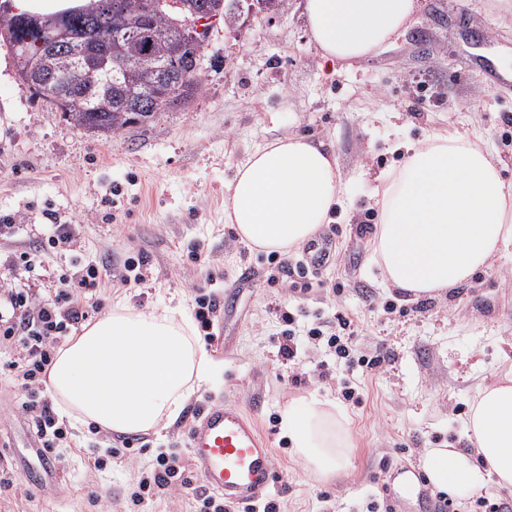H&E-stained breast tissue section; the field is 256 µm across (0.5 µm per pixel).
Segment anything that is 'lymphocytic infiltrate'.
Returning <instances> with one entry per match:
<instances>
[{
    "instance_id": "1",
    "label": "lymphocytic infiltrate",
    "mask_w": 512,
    "mask_h": 512,
    "mask_svg": "<svg viewBox=\"0 0 512 512\" xmlns=\"http://www.w3.org/2000/svg\"><path fill=\"white\" fill-rule=\"evenodd\" d=\"M99 276V268L93 265L79 274H61L54 296L47 299L12 283L0 282V345L14 354L9 368L16 385L26 396L22 409L30 417L41 447L52 455L69 444L70 430L55 414L44 383L61 338L97 310V303L89 301L87 293L96 287ZM308 318L306 337L309 342H325L337 357H349L351 341L345 332L352 322L346 315L337 314L335 325L339 330L335 333L320 313H309ZM185 470L180 449L160 451L151 467L140 476L133 493L136 502L144 503L155 496L157 490L175 482L191 488L192 482Z\"/></svg>"
}]
</instances>
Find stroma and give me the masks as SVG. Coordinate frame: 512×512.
<instances>
[{"label":"stroma","instance_id":"obj_1","mask_svg":"<svg viewBox=\"0 0 512 512\" xmlns=\"http://www.w3.org/2000/svg\"><path fill=\"white\" fill-rule=\"evenodd\" d=\"M202 90L152 122L101 136L77 130L16 74L0 42V279L37 297L78 261L102 268L94 294L100 313L116 301L162 312L214 293L220 307L204 347L218 364L214 380L172 426L139 435L143 452L95 469L96 448L121 447L119 434L70 422L58 482L39 487L21 474L37 465L32 423L6 358L0 357V512H194L179 484L134 505L133 484L154 449H188L195 410L239 406L273 450L272 498L283 512H366L383 501L385 468L420 464L426 449L472 452L465 420L478 388L512 369V251L494 258L470 284L444 297L410 299L382 279L371 236L357 224L376 212L380 173L396 167L397 141L432 132L479 137L512 182V0H420L408 30L352 69L322 67L303 0L278 16L256 14L237 29L216 24L201 57ZM300 132L323 141L347 182L342 233L307 298L270 280V255L249 248L224 222V191L238 164L274 138ZM23 215V223L6 227ZM71 224V250L49 252V225ZM29 266L14 264L15 254ZM143 257V281L123 284L127 261ZM304 307L354 321V356H377L374 369L303 343L281 357V314ZM302 381H295V374ZM354 448L337 475L299 462L274 418L288 401H343Z\"/></svg>","mask_w":512,"mask_h":512}]
</instances>
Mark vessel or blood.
Wrapping results in <instances>:
<instances>
[{"instance_id": "vessel-or-blood-1", "label": "vessel or blood", "mask_w": 512, "mask_h": 512, "mask_svg": "<svg viewBox=\"0 0 512 512\" xmlns=\"http://www.w3.org/2000/svg\"><path fill=\"white\" fill-rule=\"evenodd\" d=\"M190 455L205 488L233 504L264 497L275 482L272 450L242 410L223 405L206 409L190 433ZM428 477L408 463L389 470L387 500L417 491L424 512H441L439 500L427 492Z\"/></svg>"}]
</instances>
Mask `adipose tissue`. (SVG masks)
Masks as SVG:
<instances>
[{"mask_svg": "<svg viewBox=\"0 0 512 512\" xmlns=\"http://www.w3.org/2000/svg\"><path fill=\"white\" fill-rule=\"evenodd\" d=\"M417 10V0H305L310 37L331 68L382 52ZM379 181L373 254L385 283L408 295L458 288L512 246V183L477 137L432 133L406 147L400 166ZM342 196L334 155L323 142L291 133L237 166L224 193V221L252 248L285 253L327 223ZM215 367L183 303L157 313L119 301L57 349L49 389L67 416L111 434H145L176 420ZM467 425L474 455L426 452L432 484L460 497L490 480L512 491L511 371L479 389ZM281 426L308 468L332 474L350 465L349 420L335 402H288Z\"/></svg>", "mask_w": 512, "mask_h": 512, "instance_id": "adipose-tissue-1", "label": "adipose tissue"}]
</instances>
